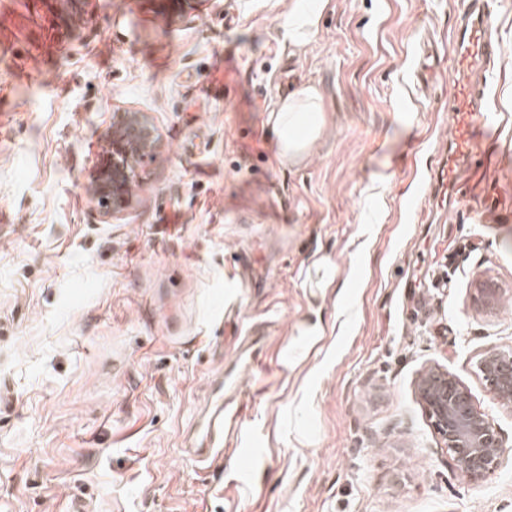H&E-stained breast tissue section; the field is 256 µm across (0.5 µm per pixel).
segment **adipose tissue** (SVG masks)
<instances>
[{"mask_svg": "<svg viewBox=\"0 0 512 512\" xmlns=\"http://www.w3.org/2000/svg\"><path fill=\"white\" fill-rule=\"evenodd\" d=\"M327 0H294L281 24V37L293 49L307 45L314 35ZM273 132L279 162L297 165L311 153L324 127L322 97L305 85L281 99L273 113Z\"/></svg>", "mask_w": 512, "mask_h": 512, "instance_id": "obj_1", "label": "adipose tissue"}]
</instances>
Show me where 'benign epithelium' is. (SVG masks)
Returning <instances> with one entry per match:
<instances>
[{
	"label": "benign epithelium",
	"mask_w": 512,
	"mask_h": 512,
	"mask_svg": "<svg viewBox=\"0 0 512 512\" xmlns=\"http://www.w3.org/2000/svg\"><path fill=\"white\" fill-rule=\"evenodd\" d=\"M159 145L154 128L140 113H113L112 149L98 157L90 174V201L103 223L129 207L127 183ZM479 369L494 395L511 405L512 356L489 350ZM415 392L458 469L481 478L500 466L504 450L499 432L475 409L455 374L439 365L429 367L417 377Z\"/></svg>",
	"instance_id": "1"
}]
</instances>
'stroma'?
Instances as JSON below:
<instances>
[{
  "instance_id": "35a3bbf8",
  "label": "stroma",
  "mask_w": 512,
  "mask_h": 512,
  "mask_svg": "<svg viewBox=\"0 0 512 512\" xmlns=\"http://www.w3.org/2000/svg\"><path fill=\"white\" fill-rule=\"evenodd\" d=\"M486 2L503 196L512 0ZM291 3L0 0V512H512V409L478 368L512 353V215L443 203L452 82L418 81L426 45L448 66L458 0H328L298 51ZM304 84L323 133L283 165L271 116ZM127 111L160 147L105 224L87 188ZM250 342L242 446L197 467ZM434 365L499 430L494 473L459 479L415 394Z\"/></svg>"
}]
</instances>
